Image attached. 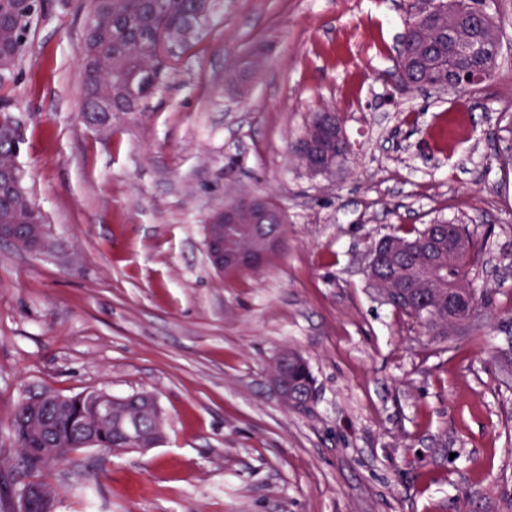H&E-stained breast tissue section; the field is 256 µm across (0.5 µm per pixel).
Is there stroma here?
<instances>
[{"label":"stroma","instance_id":"35a3bbf8","mask_svg":"<svg viewBox=\"0 0 512 512\" xmlns=\"http://www.w3.org/2000/svg\"><path fill=\"white\" fill-rule=\"evenodd\" d=\"M408 0H216L135 119L82 116V0H45L11 94L18 164L55 254L0 244V497L29 395L155 394L164 442L45 469L55 512H511L512 0L496 77L457 98L394 88ZM262 66L242 73L255 44ZM340 112L348 163L309 173L312 113ZM242 194L288 216L260 272H216L205 226ZM436 221L483 239L492 304L451 344L378 298L374 241ZM298 350L318 394L269 384Z\"/></svg>","mask_w":512,"mask_h":512}]
</instances>
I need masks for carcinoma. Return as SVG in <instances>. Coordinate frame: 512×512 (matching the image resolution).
Instances as JSON below:
<instances>
[{
	"mask_svg": "<svg viewBox=\"0 0 512 512\" xmlns=\"http://www.w3.org/2000/svg\"><path fill=\"white\" fill-rule=\"evenodd\" d=\"M40 0H0V17L13 18L12 29L0 28V169L13 172L12 181L0 190V224H13L16 234L31 224H42L41 211L30 201L23 186V175L16 167L19 146L15 138L20 126L15 115L16 104L3 94L14 82L16 70L27 50L33 19ZM85 38L80 48L83 67V112L87 121L95 119L89 112L101 92L111 96L112 121L128 120L141 111V101L163 84L169 68L168 55L162 43L150 41L149 34L160 36L180 47L197 42L208 22L210 0H86ZM458 20L448 25V11ZM499 4L496 0H415L403 21L404 49L396 54L394 72L404 77L411 69L412 54L428 45L434 54L428 59V77L434 84L448 81V71L478 73L482 81L492 79L499 69L500 29L496 23ZM482 12L487 22L473 27L466 21L469 13ZM451 230L466 239L470 254L459 265L448 263V245H441L427 258L433 267L444 270L443 278L434 281L428 292L435 294L430 311L425 313L403 302L392 307L407 316L423 333L437 342L452 338L448 327V288L471 295L477 308L487 307L488 292L473 287L472 271L478 261L479 247L473 234L460 224H425L411 227L393 237L414 245L428 233ZM422 259L398 253L377 269L375 288H412L415 269ZM296 386L304 387L309 378L304 357L288 365ZM145 393L124 397L92 390L70 397L65 404L46 400L39 411L40 427L32 424L31 409L17 405L11 431L17 447L22 450V468L26 478L50 497L53 487L34 479L54 461H60L85 447L81 428L95 430L101 437L100 447L118 452L120 448L149 445L161 438L163 420L159 408H149L143 401ZM140 426L138 441L129 440L127 426ZM43 448H58L55 458L42 454Z\"/></svg>",
	"mask_w": 512,
	"mask_h": 512,
	"instance_id": "1",
	"label": "carcinoma"
}]
</instances>
